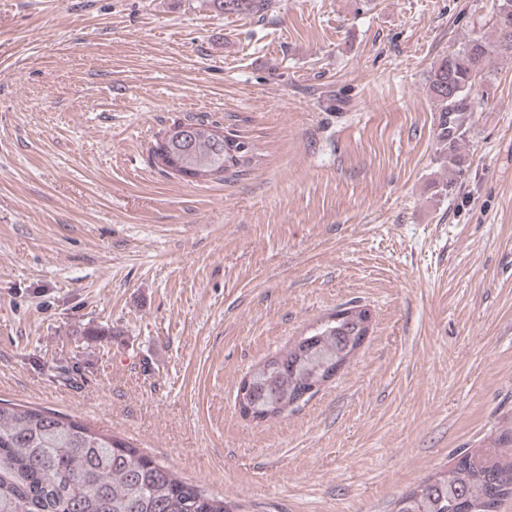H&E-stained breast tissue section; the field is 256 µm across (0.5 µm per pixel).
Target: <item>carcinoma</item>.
Wrapping results in <instances>:
<instances>
[{"label":"carcinoma","instance_id":"obj_1","mask_svg":"<svg viewBox=\"0 0 512 512\" xmlns=\"http://www.w3.org/2000/svg\"><path fill=\"white\" fill-rule=\"evenodd\" d=\"M227 13L258 14L271 0H212ZM494 24L512 49V0H500ZM490 49L471 40L444 55L427 78L439 112L438 140L448 163L465 122L463 101L484 73ZM188 125L182 139L176 128ZM191 120L170 125L150 149L155 167L204 181L240 175L251 147L237 134H218ZM368 310L350 307L336 322L326 318L310 335L248 372V404L264 420L296 403L303 389L324 382L336 362L350 360L366 330ZM512 498V460L504 452L460 448L452 472H437L402 495L395 512H498ZM0 512H234V506L107 431L69 415L0 403Z\"/></svg>","mask_w":512,"mask_h":512}]
</instances>
